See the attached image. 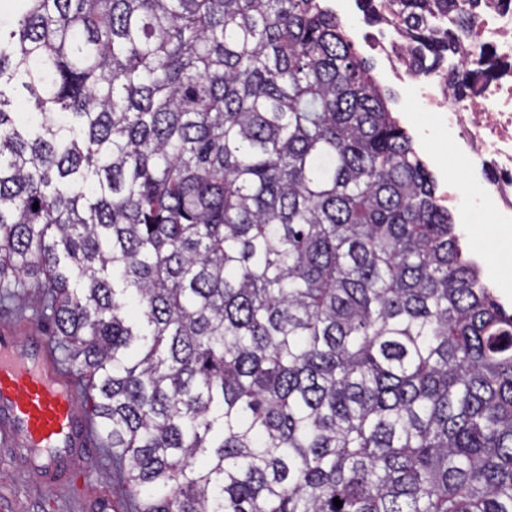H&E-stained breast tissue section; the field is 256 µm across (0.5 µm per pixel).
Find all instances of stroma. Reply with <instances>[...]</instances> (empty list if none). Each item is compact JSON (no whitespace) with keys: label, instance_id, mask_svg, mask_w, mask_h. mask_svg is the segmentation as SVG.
Masks as SVG:
<instances>
[{"label":"stroma","instance_id":"stroma-1","mask_svg":"<svg viewBox=\"0 0 512 512\" xmlns=\"http://www.w3.org/2000/svg\"><path fill=\"white\" fill-rule=\"evenodd\" d=\"M341 21L356 52L370 61L380 85L393 94L390 108L402 126L409 131L417 126L435 127L437 114L417 98L412 85L392 78L381 53L365 42L370 27L361 11L352 9L342 15ZM449 144L448 138L438 135L417 144L416 149L437 182L461 188L467 182L465 169L456 155L449 153ZM459 234L466 251L479 257L484 276L498 299L512 312V249L504 244L512 233L491 223L482 207L468 211ZM37 305V288H27L14 304L0 307V328L23 340L39 335L33 316ZM55 469V480H48L30 463L21 444L0 439V512H97L95 502L101 496L119 502L125 499L111 466L96 445H88L82 454L56 463Z\"/></svg>","mask_w":512,"mask_h":512}]
</instances>
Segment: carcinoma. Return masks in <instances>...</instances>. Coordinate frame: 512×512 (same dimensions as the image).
Returning a JSON list of instances; mask_svg holds the SVG:
<instances>
[{"instance_id": "carcinoma-1", "label": "carcinoma", "mask_w": 512, "mask_h": 512, "mask_svg": "<svg viewBox=\"0 0 512 512\" xmlns=\"http://www.w3.org/2000/svg\"><path fill=\"white\" fill-rule=\"evenodd\" d=\"M359 2L503 72L512 0ZM2 13L0 302L44 289L133 512H512V314L327 0ZM486 46L493 47L500 58L512 61V8L492 9L479 15L475 34L466 44L468 57H477Z\"/></svg>"}]
</instances>
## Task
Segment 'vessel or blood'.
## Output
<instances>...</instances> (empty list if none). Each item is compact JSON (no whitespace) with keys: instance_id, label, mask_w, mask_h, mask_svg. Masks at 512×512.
Segmentation results:
<instances>
[{"instance_id":"b4317fda","label":"vessel or blood","mask_w":512,"mask_h":512,"mask_svg":"<svg viewBox=\"0 0 512 512\" xmlns=\"http://www.w3.org/2000/svg\"><path fill=\"white\" fill-rule=\"evenodd\" d=\"M74 388L45 343L20 344L11 332L0 333V418L7 437L52 457L78 454L88 421L74 411Z\"/></svg>"}]
</instances>
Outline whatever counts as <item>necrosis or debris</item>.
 I'll use <instances>...</instances> for the list:
<instances>
[{"instance_id":"1","label":"necrosis or debris","mask_w":512,"mask_h":512,"mask_svg":"<svg viewBox=\"0 0 512 512\" xmlns=\"http://www.w3.org/2000/svg\"><path fill=\"white\" fill-rule=\"evenodd\" d=\"M376 46L394 77L414 81L419 98L439 112L442 127L465 163L469 196L489 204L495 223L512 226V73L457 101L444 74L417 79L403 70L407 46L395 33L381 35ZM487 46L512 61V8L479 15L475 34L466 44L468 57H477Z\"/></svg>"}]
</instances>
